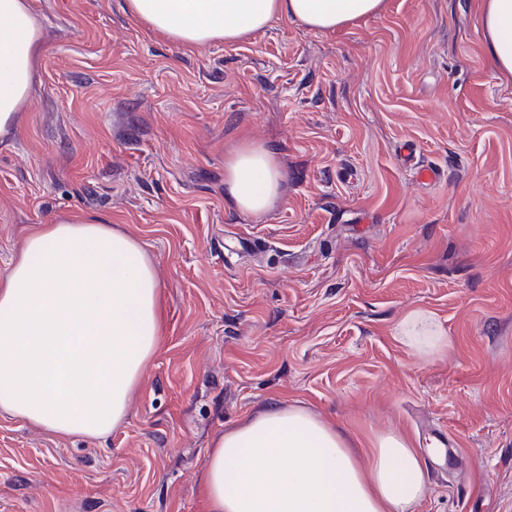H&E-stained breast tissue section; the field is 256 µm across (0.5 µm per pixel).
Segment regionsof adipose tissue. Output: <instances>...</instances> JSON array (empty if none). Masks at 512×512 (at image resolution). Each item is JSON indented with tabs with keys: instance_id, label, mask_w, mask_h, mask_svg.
Returning a JSON list of instances; mask_svg holds the SVG:
<instances>
[{
	"instance_id": "ef3b65f1",
	"label": "adipose tissue",
	"mask_w": 512,
	"mask_h": 512,
	"mask_svg": "<svg viewBox=\"0 0 512 512\" xmlns=\"http://www.w3.org/2000/svg\"><path fill=\"white\" fill-rule=\"evenodd\" d=\"M384 0H124L127 13L187 47L234 43L284 19L333 31ZM484 51L512 76V0H482ZM41 26L30 0H0V133L28 105ZM284 194L272 151L241 143L224 163V198L246 214ZM160 284L140 242L78 215L39 225L0 280V410L60 437L101 438L158 349ZM399 337L432 358L448 348L434 316L409 311ZM207 512H410L425 495L420 454L394 431L358 459L336 426L274 407L221 435L203 465Z\"/></svg>"
}]
</instances>
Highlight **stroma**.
Segmentation results:
<instances>
[{
	"label": "stroma",
	"instance_id": "stroma-1",
	"mask_svg": "<svg viewBox=\"0 0 512 512\" xmlns=\"http://www.w3.org/2000/svg\"><path fill=\"white\" fill-rule=\"evenodd\" d=\"M30 102L0 133V278L41 224L99 217L161 284L160 347L107 436L0 411V512H205L224 432L273 405L336 424L362 454L433 429L463 450L411 512H512V78L483 50L480 0H385L335 32L280 19L187 49L124 0H31ZM272 149L285 198L224 202L242 141ZM439 169L416 183L405 145ZM434 314L447 351L396 328ZM398 336L424 358L448 349V336L434 316L424 310L409 311L399 322Z\"/></svg>",
	"mask_w": 512,
	"mask_h": 512
}]
</instances>
